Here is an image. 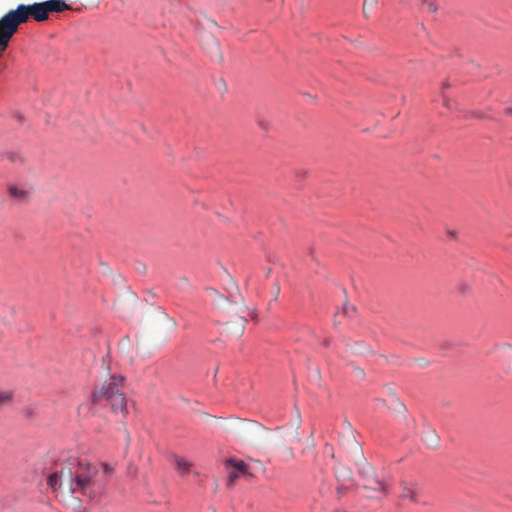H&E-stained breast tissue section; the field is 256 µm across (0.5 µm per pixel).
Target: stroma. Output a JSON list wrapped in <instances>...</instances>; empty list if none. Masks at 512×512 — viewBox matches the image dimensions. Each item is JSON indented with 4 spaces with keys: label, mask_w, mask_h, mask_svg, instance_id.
Returning a JSON list of instances; mask_svg holds the SVG:
<instances>
[{
    "label": "stroma",
    "mask_w": 512,
    "mask_h": 512,
    "mask_svg": "<svg viewBox=\"0 0 512 512\" xmlns=\"http://www.w3.org/2000/svg\"><path fill=\"white\" fill-rule=\"evenodd\" d=\"M511 51L512 0H0V512L512 502L445 383L512 402ZM131 202L136 206L149 207L154 213L155 232L141 241V248L155 254H165L169 239L182 229L180 224H174L172 210L154 196L149 184H143ZM496 315V310L489 305H482L477 307L476 311H471L448 308L445 304L443 307L430 308L426 314L418 317L405 312L400 316V321L405 325H412L419 333L429 334L441 328H448V325L466 330L475 316H479L484 321H492Z\"/></svg>",
    "instance_id": "stroma-1"
}]
</instances>
